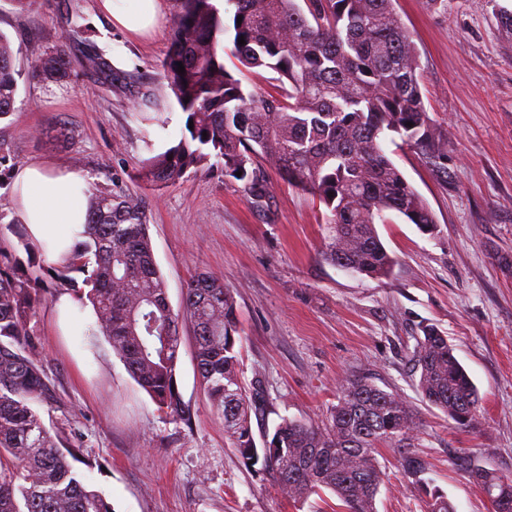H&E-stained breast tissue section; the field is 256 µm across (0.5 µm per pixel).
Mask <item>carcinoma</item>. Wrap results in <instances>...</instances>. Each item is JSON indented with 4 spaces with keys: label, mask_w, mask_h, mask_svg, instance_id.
Instances as JSON below:
<instances>
[{
    "label": "carcinoma",
    "mask_w": 512,
    "mask_h": 512,
    "mask_svg": "<svg viewBox=\"0 0 512 512\" xmlns=\"http://www.w3.org/2000/svg\"><path fill=\"white\" fill-rule=\"evenodd\" d=\"M179 3L163 78L193 128L147 161L143 179L161 190L215 166L252 194L264 188L268 165L326 208L324 260L372 279L389 277L397 259L376 225L394 214L430 232L435 221L385 141L397 135L435 167L444 156L421 92L420 58L394 0H225L228 24L212 0ZM226 54L236 60L234 73L224 65ZM13 57L11 43L0 35V120L15 112L21 72ZM66 66V51L59 48L34 54L30 73L54 78ZM253 69L273 73L276 94L262 95L243 83ZM87 216V240L53 271L58 278L85 274L88 291L76 289V298L92 304L98 332L158 410L172 418L186 414L178 371L180 326L188 323L197 372L224 418L226 440L243 459L261 464L291 501L329 490L339 500L337 512H376L381 448L399 455L408 481L426 483L427 462L414 451L420 418L400 394L357 375L341 382L326 424L283 418L272 437L257 444L251 418L265 405L240 378L231 289L200 272L173 311L139 201L91 191ZM45 288L42 278L0 265V512H112L77 478L76 450L60 449L32 407L53 401L32 357L36 339L28 329ZM411 361L424 401L456 428H469L480 410L478 392L448 338L425 328ZM468 473L492 512H512L511 480L472 463ZM426 512L455 508L434 491Z\"/></svg>",
    "instance_id": "cac0c4a2"
}]
</instances>
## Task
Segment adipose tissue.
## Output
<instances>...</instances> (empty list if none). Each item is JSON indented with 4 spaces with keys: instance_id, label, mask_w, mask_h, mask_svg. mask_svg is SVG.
I'll use <instances>...</instances> for the list:
<instances>
[{
    "instance_id": "ef3b65f1",
    "label": "adipose tissue",
    "mask_w": 512,
    "mask_h": 512,
    "mask_svg": "<svg viewBox=\"0 0 512 512\" xmlns=\"http://www.w3.org/2000/svg\"><path fill=\"white\" fill-rule=\"evenodd\" d=\"M160 0H100L114 28L132 35L152 30L157 21ZM14 188L19 193L16 216L25 224L31 242L50 260L85 238L88 186L75 173L48 172L39 164H28L16 171ZM59 330L65 336L86 335L96 316L69 293L59 295L55 307Z\"/></svg>"
}]
</instances>
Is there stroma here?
<instances>
[{
  "mask_svg": "<svg viewBox=\"0 0 512 512\" xmlns=\"http://www.w3.org/2000/svg\"><path fill=\"white\" fill-rule=\"evenodd\" d=\"M512 0H395L421 57V89L442 136L439 167L409 149L393 160L425 199L432 233L395 219L378 225L397 258L375 280L326 262L325 207L266 172L261 199L213 168L155 190L143 160L175 144L186 116L161 76L178 0H161L155 32L115 30L99 0H0V32L16 68L32 52L66 46L65 76L22 78L16 114L4 133L16 165L41 162L81 176L88 187L142 202L168 300L179 308L192 276L207 271L233 291L241 328V379L260 387L268 412L254 436L288 417L325 423L342 380L363 376L402 395L423 430L415 443L428 461L431 488L456 512H490L470 482L472 460L512 476V32L500 13ZM85 29L74 32L73 21ZM95 50L106 65L84 67ZM24 225L0 220V256L36 275L48 257L29 260ZM47 294L29 324L35 358L56 395L43 418L53 435L82 447L81 480L114 512H335L331 492L296 503L270 476L247 465L224 438L193 358L190 325L180 333L178 385L190 418L160 412L104 336L90 331L92 357L79 365L52 324ZM447 336L474 381L480 415L463 432L416 389L410 360L423 326ZM387 477L376 512H425L427 497L385 448Z\"/></svg>",
  "mask_w": 512,
  "mask_h": 512,
  "instance_id": "stroma-1",
  "label": "stroma"
}]
</instances>
